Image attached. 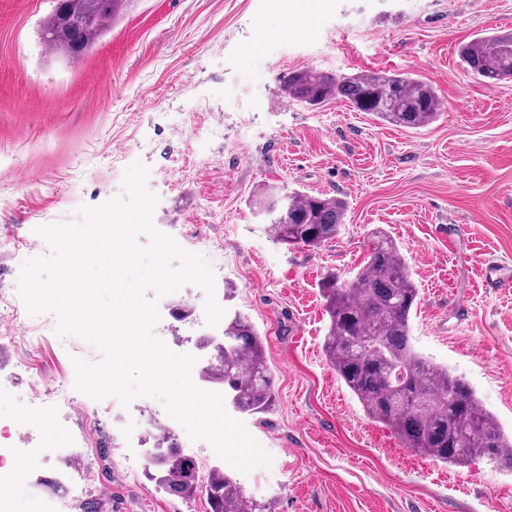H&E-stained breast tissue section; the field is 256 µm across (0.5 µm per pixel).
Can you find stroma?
Segmentation results:
<instances>
[{
	"mask_svg": "<svg viewBox=\"0 0 512 512\" xmlns=\"http://www.w3.org/2000/svg\"><path fill=\"white\" fill-rule=\"evenodd\" d=\"M52 0H0V292L18 285L19 257L40 253L36 227L73 219L121 195L141 162L158 194L153 221L178 236L195 228L223 253L216 285L228 314L265 338L276 402L242 416L270 455L239 474L256 512H512V472L486 460L444 466L404 448L369 420L323 352L328 319L318 284L352 275L375 231L407 256L420 289L416 348L447 365L512 431V290L486 292L487 258L512 265V77L487 86L465 72L460 44L512 30V0H320L285 19L267 0H133L111 31L76 58L45 52L38 23ZM384 71L432 84L446 108L431 125L400 129L342 103L310 109L281 91L285 74ZM223 122L224 136L205 128ZM265 185L343 198L345 224L314 250L289 249L254 216ZM53 329L37 347L0 344V431L55 434L71 448L79 492L45 473L7 487V512L25 496L42 512H210L205 498L172 496L133 474V448L95 420L92 398L67 419L16 397L26 356L45 385L73 388V357L100 352Z\"/></svg>",
	"mask_w": 512,
	"mask_h": 512,
	"instance_id": "1",
	"label": "stroma"
}]
</instances>
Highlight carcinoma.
<instances>
[{
  "label": "carcinoma",
  "mask_w": 512,
  "mask_h": 512,
  "mask_svg": "<svg viewBox=\"0 0 512 512\" xmlns=\"http://www.w3.org/2000/svg\"><path fill=\"white\" fill-rule=\"evenodd\" d=\"M129 2L54 0L39 26L45 51L72 57L83 53L111 29ZM458 53L466 69L489 86L512 77V32L476 36ZM281 91L307 107L340 101L407 129L425 127L441 112L431 84L394 73L300 70L283 77ZM346 211V202L338 197L293 191L288 209L280 220L266 223V231L288 247L316 249L336 237ZM319 295L328 316L326 358L371 420L433 461L461 467L481 457L512 471V452L506 453L512 449V436L481 409L462 377L432 362L413 344L411 316L420 300L419 288L395 241L377 233L364 265L351 277L328 272ZM200 378L220 387L225 401L240 414H265L275 405L263 339L239 316L224 324L218 361L202 367ZM145 476L173 496H205L210 512H256L230 474L214 468L204 479L196 461L173 446L162 464L150 463Z\"/></svg>",
  "instance_id": "1"
}]
</instances>
